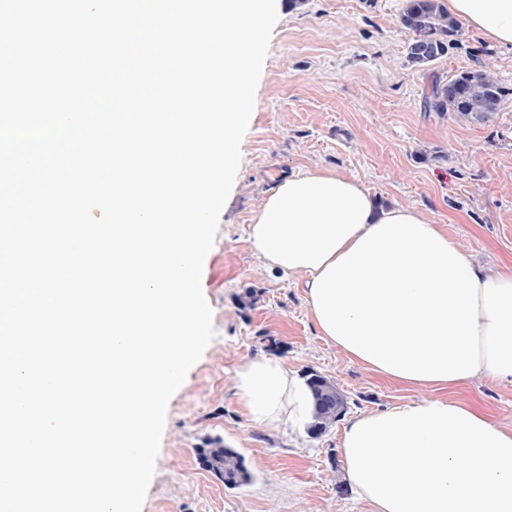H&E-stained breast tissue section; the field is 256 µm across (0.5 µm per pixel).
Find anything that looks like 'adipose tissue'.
<instances>
[{"label":"adipose tissue","mask_w":512,"mask_h":512,"mask_svg":"<svg viewBox=\"0 0 512 512\" xmlns=\"http://www.w3.org/2000/svg\"><path fill=\"white\" fill-rule=\"evenodd\" d=\"M450 16L512 45V0H443ZM263 265L304 276L318 333L382 378L427 396L349 419L340 448L372 512H512V428L448 389L512 383V265L475 263L420 211L382 206L360 182L308 170L265 196L250 226ZM236 388L255 421L300 430L306 382L276 357Z\"/></svg>","instance_id":"ef3b65f1"}]
</instances>
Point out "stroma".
Segmentation results:
<instances>
[{"instance_id": "stroma-1", "label": "stroma", "mask_w": 512, "mask_h": 512, "mask_svg": "<svg viewBox=\"0 0 512 512\" xmlns=\"http://www.w3.org/2000/svg\"><path fill=\"white\" fill-rule=\"evenodd\" d=\"M406 0H279L241 163L202 270L214 337L168 403L142 512H367L344 478L340 438L361 413L426 396L387 381L319 336L303 279L263 266L249 226L267 191L288 175L326 169L360 181L380 203L406 205L439 224L474 261L512 259V50L460 26L445 56L405 62L416 37ZM490 66L509 88L482 120L425 108L432 80ZM279 357L306 378L331 381L346 408L313 437L247 415L237 373ZM454 397L512 427V384L477 379ZM242 455L246 484L225 486L202 467L209 440Z\"/></svg>"}]
</instances>
